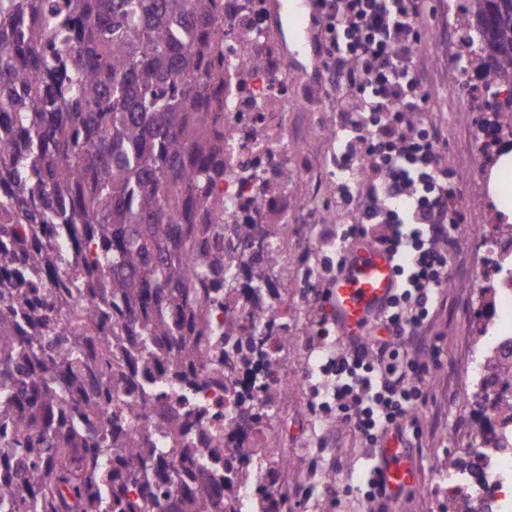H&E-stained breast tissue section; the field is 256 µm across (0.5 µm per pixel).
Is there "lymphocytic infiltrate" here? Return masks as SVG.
Instances as JSON below:
<instances>
[{
	"mask_svg": "<svg viewBox=\"0 0 512 512\" xmlns=\"http://www.w3.org/2000/svg\"><path fill=\"white\" fill-rule=\"evenodd\" d=\"M325 33L323 68L336 93L341 133L334 162L365 167L364 182L337 186L351 224H332L342 242L365 234L397 252L400 283L366 342L327 357L336 420L358 433L371 453L387 443L422 445L415 416L439 350L425 336L442 305L448 264L466 216L456 206L453 175L438 163L441 131L426 117L416 65L422 0H316Z\"/></svg>",
	"mask_w": 512,
	"mask_h": 512,
	"instance_id": "f902f5d3",
	"label": "lymphocytic infiltrate"
}]
</instances>
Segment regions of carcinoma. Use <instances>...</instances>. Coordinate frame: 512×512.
I'll list each match as a JSON object with an SVG mask.
<instances>
[{"mask_svg": "<svg viewBox=\"0 0 512 512\" xmlns=\"http://www.w3.org/2000/svg\"><path fill=\"white\" fill-rule=\"evenodd\" d=\"M466 14L486 89L512 86V0ZM224 35L218 0H0V512H240L246 485L284 512L279 462L254 476L228 423L200 453L169 394L205 368L278 378L262 307L231 350L207 317L224 246L193 258L223 228ZM487 107L512 137V95ZM251 390L235 411L262 432L277 404Z\"/></svg>", "mask_w": 512, "mask_h": 512, "instance_id": "carcinoma-1", "label": "carcinoma"}]
</instances>
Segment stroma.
<instances>
[{
  "instance_id": "35a3bbf8",
  "label": "stroma",
  "mask_w": 512,
  "mask_h": 512,
  "mask_svg": "<svg viewBox=\"0 0 512 512\" xmlns=\"http://www.w3.org/2000/svg\"><path fill=\"white\" fill-rule=\"evenodd\" d=\"M273 11L275 44L287 61L289 89L315 98L308 112H283L280 120L288 136L303 140L300 157L288 161V259L278 264V290L288 304L284 327L290 344L280 362V375L291 384L278 404L266 438L284 449L287 464L279 483L288 492L287 512H371L357 488L359 472L368 463V451L348 427L320 411L325 401V378L310 374L312 359L337 346L335 337L316 334L325 317L323 303L314 300L296 269L320 267L331 242L318 216L323 207H335V198L313 194L315 181L334 174L336 105L321 66L324 32L316 11L305 0H269ZM463 0H423L418 68L428 98V117L443 132L440 163L452 171L458 188L457 206L467 221L459 231V247L449 264L452 285L446 304L428 330L440 358L428 388L426 405L416 412L423 430L421 447L412 449L417 487L399 500L391 512H456L439 489L438 465L448 464L454 450L476 438L478 427L469 411L471 401L460 387L470 345L479 335L477 308L483 281L480 256L474 243L479 218L496 224L494 200L485 192L484 154L477 137L486 93L480 71L460 73L454 53L464 36L457 20Z\"/></svg>"
}]
</instances>
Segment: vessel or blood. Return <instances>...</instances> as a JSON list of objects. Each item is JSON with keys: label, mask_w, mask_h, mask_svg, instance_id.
<instances>
[{"label": "vessel or blood", "mask_w": 512, "mask_h": 512, "mask_svg": "<svg viewBox=\"0 0 512 512\" xmlns=\"http://www.w3.org/2000/svg\"><path fill=\"white\" fill-rule=\"evenodd\" d=\"M345 270L327 290L325 306L339 343L347 345L366 334L367 323L383 315L398 285L397 264L387 248L366 238L353 240L342 251ZM395 446L383 450L377 478L390 491L413 487V471L396 461Z\"/></svg>", "instance_id": "1"}]
</instances>
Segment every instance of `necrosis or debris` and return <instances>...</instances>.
I'll list each match as a JSON object with an SVG mask.
<instances>
[{
    "mask_svg": "<svg viewBox=\"0 0 512 512\" xmlns=\"http://www.w3.org/2000/svg\"><path fill=\"white\" fill-rule=\"evenodd\" d=\"M266 0H254L247 11L225 12L232 26L224 40V97L219 109L224 114V181L215 195L224 203V265L236 276V287L223 293V305L212 312L215 323L237 336L250 329L253 310L245 289L257 269L283 248L288 225L286 209L280 203L277 185L269 166L282 162L294 144L277 116L281 108L308 109L305 101L288 97L286 60L274 50L271 31L263 26ZM240 224L252 225L254 244H245L236 234ZM279 232H271V225ZM484 333L472 355L471 376L465 388L483 391L486 366L512 360V278L497 280L496 294L483 312ZM206 386L193 394V402L209 411L195 445L213 447L211 430L218 415L228 412L230 403L224 379L205 372ZM479 427L487 429L489 441H473L462 453L467 466L448 473V495L475 512H512V396L495 405L476 410Z\"/></svg>",
    "mask_w": 512,
    "mask_h": 512,
    "instance_id": "necrosis-or-debris-1",
    "label": "necrosis or debris"
}]
</instances>
